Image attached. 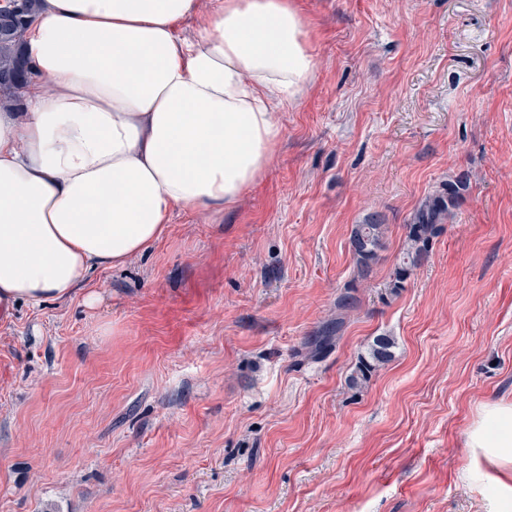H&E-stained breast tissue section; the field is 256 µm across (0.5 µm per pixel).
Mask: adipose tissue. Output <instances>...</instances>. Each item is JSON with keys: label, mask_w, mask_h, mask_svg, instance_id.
Returning <instances> with one entry per match:
<instances>
[{"label": "adipose tissue", "mask_w": 512, "mask_h": 512, "mask_svg": "<svg viewBox=\"0 0 512 512\" xmlns=\"http://www.w3.org/2000/svg\"><path fill=\"white\" fill-rule=\"evenodd\" d=\"M42 0L24 111L0 108V306L70 300L125 265L184 208L233 206L269 165L316 60L294 0ZM198 17L194 38L177 32ZM512 467V403L467 442Z\"/></svg>", "instance_id": "obj_1"}]
</instances>
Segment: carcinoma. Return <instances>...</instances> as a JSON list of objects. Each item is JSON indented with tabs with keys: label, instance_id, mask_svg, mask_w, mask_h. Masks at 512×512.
I'll list each match as a JSON object with an SVG mask.
<instances>
[{
	"label": "carcinoma",
	"instance_id": "carcinoma-1",
	"mask_svg": "<svg viewBox=\"0 0 512 512\" xmlns=\"http://www.w3.org/2000/svg\"><path fill=\"white\" fill-rule=\"evenodd\" d=\"M40 0H16L14 7L0 11V88L13 93L19 91L35 75L23 46V32L39 10ZM469 179L460 174L441 191L425 199L415 210L410 224L406 225V242L402 257L393 273V289L404 287L412 271L428 255L430 244L438 234L440 225L449 223L459 208L460 201L469 190ZM386 224L376 214L363 223L354 225L350 246L356 262V277H368L378 251L383 246ZM356 305L350 292L341 294L336 301V324L331 329L340 333L347 313ZM394 340L378 336L368 350L369 359L362 360L353 384L366 380L372 367L383 362L390 354Z\"/></svg>",
	"mask_w": 512,
	"mask_h": 512
}]
</instances>
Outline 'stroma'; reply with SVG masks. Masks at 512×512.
Here are the masks:
<instances>
[{"instance_id":"stroma-1","label":"stroma","mask_w":512,"mask_h":512,"mask_svg":"<svg viewBox=\"0 0 512 512\" xmlns=\"http://www.w3.org/2000/svg\"><path fill=\"white\" fill-rule=\"evenodd\" d=\"M296 4L317 69L237 204L175 209L96 306L0 309V512H491L512 486L466 447L512 403V0ZM462 172L392 291L415 209ZM382 335L392 359L352 385ZM386 224L376 214L369 216L363 224L354 225L350 246L356 262V278L366 279L378 251L383 246Z\"/></svg>"}]
</instances>
